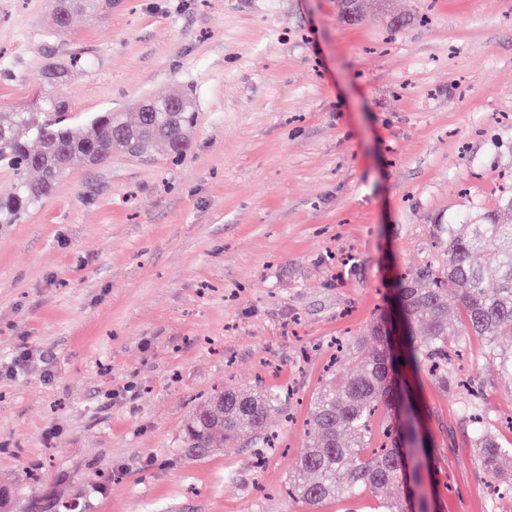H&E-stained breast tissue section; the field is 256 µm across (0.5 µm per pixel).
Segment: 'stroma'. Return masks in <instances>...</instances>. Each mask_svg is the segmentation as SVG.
<instances>
[{
    "label": "stroma",
    "mask_w": 512,
    "mask_h": 512,
    "mask_svg": "<svg viewBox=\"0 0 512 512\" xmlns=\"http://www.w3.org/2000/svg\"><path fill=\"white\" fill-rule=\"evenodd\" d=\"M53 0H0V112L62 92L74 117L188 93L180 161L113 151L0 224V484L13 512H307L285 481L335 337L394 312L436 224L493 209L512 172V0H112L53 37ZM487 410L512 383L467 338ZM227 388L291 393L264 467L245 437L186 459ZM436 512H486L457 396L414 383Z\"/></svg>",
    "instance_id": "1"
}]
</instances>
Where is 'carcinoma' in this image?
<instances>
[{
    "instance_id": "cac0c4a2",
    "label": "carcinoma",
    "mask_w": 512,
    "mask_h": 512,
    "mask_svg": "<svg viewBox=\"0 0 512 512\" xmlns=\"http://www.w3.org/2000/svg\"><path fill=\"white\" fill-rule=\"evenodd\" d=\"M104 5L103 0H91L80 9H68L65 22L53 20L54 33L65 32L73 14H95ZM71 67L70 62L48 67L45 84L65 86ZM176 97L185 101L182 111H165V104ZM152 104L154 111L138 112L133 122L122 112H99L80 122L60 93L38 96L15 112H0V166L15 176L10 194L0 198V224L16 223L51 196L76 161L102 164L114 148L151 157L162 147L169 157L183 158L195 122L191 100L172 94ZM433 235L438 259L403 275L398 283L402 339L389 338L385 315H379L314 393L307 440L285 483L288 497L313 512L327 502L354 500L365 493L376 500L373 512H413L405 491L407 462L428 448H419V431L402 419L398 388L404 368L456 391L459 411L473 425L478 470L502 481L512 496V468H504L512 448L502 446L491 418L451 370L459 337L476 336L485 342L488 368L512 381V348L504 350L498 343L499 337L512 336V224L499 223L490 210L467 214L455 224H435ZM488 267L496 273L491 287L485 278ZM363 342L375 344L374 350L363 354ZM278 400L261 391L213 394L182 431L184 455L200 460L195 449L214 453L217 442L228 445L247 435L269 445L268 417Z\"/></svg>"
}]
</instances>
